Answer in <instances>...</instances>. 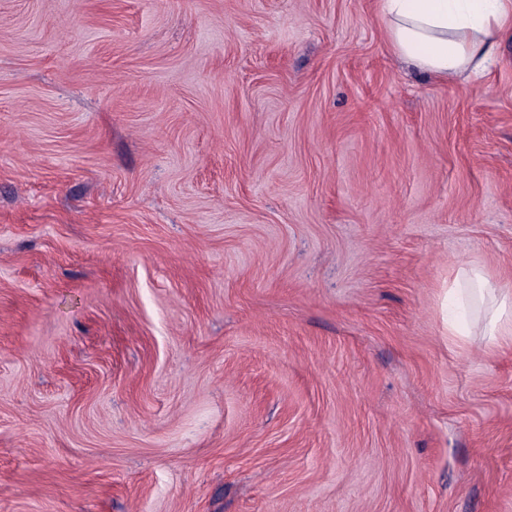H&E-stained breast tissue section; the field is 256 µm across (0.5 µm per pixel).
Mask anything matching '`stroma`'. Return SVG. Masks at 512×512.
<instances>
[{
    "instance_id": "35a3bbf8",
    "label": "stroma",
    "mask_w": 512,
    "mask_h": 512,
    "mask_svg": "<svg viewBox=\"0 0 512 512\" xmlns=\"http://www.w3.org/2000/svg\"><path fill=\"white\" fill-rule=\"evenodd\" d=\"M512 36L378 0H0V512H512ZM394 55L439 79L478 80L512 32V0H380ZM458 276L450 294L454 299V312L448 318V340L464 346L471 336L472 318L482 313L484 336L490 343H498L501 338H512V296L494 288L483 272L462 262Z\"/></svg>"
}]
</instances>
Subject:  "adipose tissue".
I'll use <instances>...</instances> for the list:
<instances>
[{
	"label": "adipose tissue",
	"mask_w": 512,
	"mask_h": 512,
	"mask_svg": "<svg viewBox=\"0 0 512 512\" xmlns=\"http://www.w3.org/2000/svg\"><path fill=\"white\" fill-rule=\"evenodd\" d=\"M380 12L393 54L439 79H479L493 65L499 39L512 32V0H380ZM459 274L450 290L449 341L467 344L478 313L490 342L511 336L512 296L477 267L460 264Z\"/></svg>",
	"instance_id": "obj_1"
}]
</instances>
